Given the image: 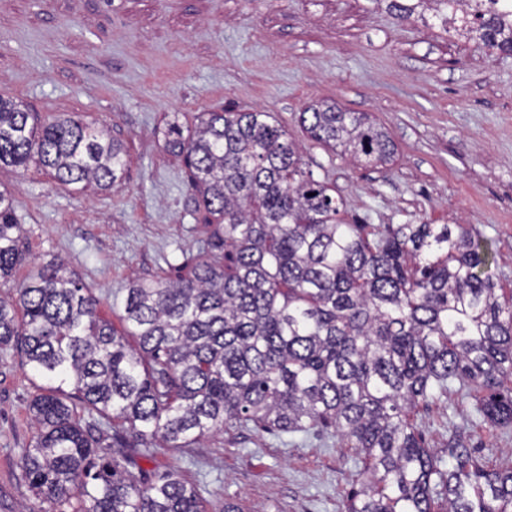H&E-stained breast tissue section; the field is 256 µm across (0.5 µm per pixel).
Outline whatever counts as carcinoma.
Wrapping results in <instances>:
<instances>
[{"instance_id": "carcinoma-1", "label": "carcinoma", "mask_w": 512, "mask_h": 512, "mask_svg": "<svg viewBox=\"0 0 512 512\" xmlns=\"http://www.w3.org/2000/svg\"><path fill=\"white\" fill-rule=\"evenodd\" d=\"M397 17L512 55V8L498 0H387ZM316 143L367 166L397 146L366 112L324 103L300 113ZM167 141L211 230L176 279L125 288L122 329L63 259L0 299V349L56 382L34 396L20 467L35 497L73 512H204L176 471L149 475L156 448H190L229 427L336 433L359 487L346 512H512V466L480 464L462 438L427 448L416 414L454 392L512 428V295L488 241L464 224H399L369 235L314 178L269 112H202ZM125 144L67 113L43 123L0 95V169L35 165L63 184L110 191ZM15 199L0 190V280L23 256ZM72 386V392L63 385ZM112 427L103 452L77 407Z\"/></svg>"}]
</instances>
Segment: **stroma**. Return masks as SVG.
<instances>
[{
  "mask_svg": "<svg viewBox=\"0 0 512 512\" xmlns=\"http://www.w3.org/2000/svg\"><path fill=\"white\" fill-rule=\"evenodd\" d=\"M0 93L44 119L96 122L127 148L126 181L109 194L33 167L0 171L23 229L21 273L65 259L111 320L130 281L175 276L202 255L204 213L167 129L227 108L286 126L348 222L472 225L512 287V60L375 0H0ZM321 101L384 124L393 162L358 166L311 140L298 114ZM35 383L20 355L0 352V512L40 507L20 468ZM472 405L451 393L420 411L425 443L447 447L455 431L479 460L512 465V431ZM334 442L233 427L142 466L179 471L206 512H344L356 471Z\"/></svg>",
  "mask_w": 512,
  "mask_h": 512,
  "instance_id": "1",
  "label": "stroma"
}]
</instances>
